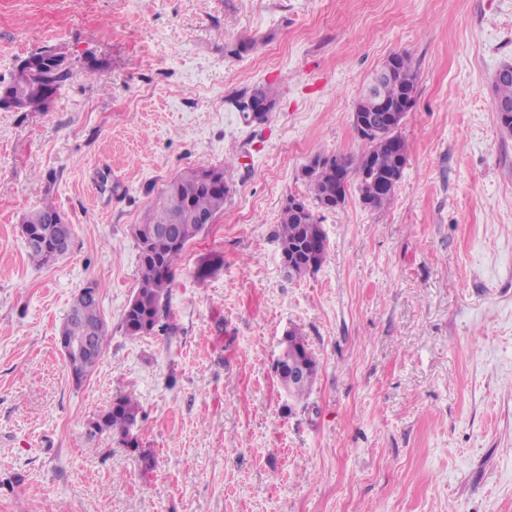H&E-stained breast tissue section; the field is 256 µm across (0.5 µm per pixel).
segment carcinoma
I'll return each mask as SVG.
<instances>
[{
  "mask_svg": "<svg viewBox=\"0 0 512 512\" xmlns=\"http://www.w3.org/2000/svg\"><path fill=\"white\" fill-rule=\"evenodd\" d=\"M399 70V78L384 82L376 88L379 101L390 108L404 98H415L418 74L407 52L391 54ZM70 75L69 69L44 66L27 76L11 79L4 84L10 97L18 101L25 111H40L48 106L49 99ZM364 151L357 157L341 154L315 155V163L304 173L309 192L317 204L327 210L337 209L327 193L332 192L346 199L351 187H356L361 203L371 210H381L390 203L403 169L397 168L399 157L407 158L408 146L398 128L381 132L363 131ZM220 172L222 187H208L201 180V172ZM227 168L208 167L195 169L168 183L158 201L152 206L144 223L138 225L134 240L139 252L140 268L138 288L126 306L122 328L124 333L137 338L149 334L166 314V303L174 279L175 269L187 244L199 235L205 225L199 217L216 218L224 212V203L233 192V183L226 178ZM60 212L52 202L24 216L28 232L37 237L36 244L28 247V256L37 265H49L59 259L63 228L53 223ZM284 267L288 273L301 277L313 274L323 264L327 251L326 237L318 219L309 205L295 210L290 204L282 206L277 234ZM88 287L93 295L74 299L68 317L62 326V338L87 340L98 353H103L108 343V328L100 315L99 285L91 282ZM284 347L278 364L277 377L288 386V359L293 358L305 366L300 382L291 387V397L301 401L311 391L317 376V364L309 352L303 336L292 329L283 341ZM72 380L79 384L90 374L85 362L76 357L65 358ZM140 417V405L131 396L122 395L99 412L86 424V440L109 433L129 448H138V440H128L129 434Z\"/></svg>",
  "mask_w": 512,
  "mask_h": 512,
  "instance_id": "obj_1",
  "label": "carcinoma"
}]
</instances>
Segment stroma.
Returning <instances> with one entry per match:
<instances>
[{"label":"stroma","mask_w":512,"mask_h":512,"mask_svg":"<svg viewBox=\"0 0 512 512\" xmlns=\"http://www.w3.org/2000/svg\"><path fill=\"white\" fill-rule=\"evenodd\" d=\"M48 47L70 77L47 108L0 110V512H512L493 91L512 0H0V78ZM402 51L418 92L390 204L317 210L325 260L289 275L286 197L312 156L363 151L353 105ZM258 86L278 91L260 124L238 107ZM223 165L234 191L176 269L170 330L126 336L135 226L171 180ZM46 200L73 236L38 267L22 219ZM90 281L109 342L78 384L59 336ZM291 329L318 368L294 403L274 372ZM120 395L142 407L135 450L84 435Z\"/></svg>","instance_id":"35a3bbf8"}]
</instances>
